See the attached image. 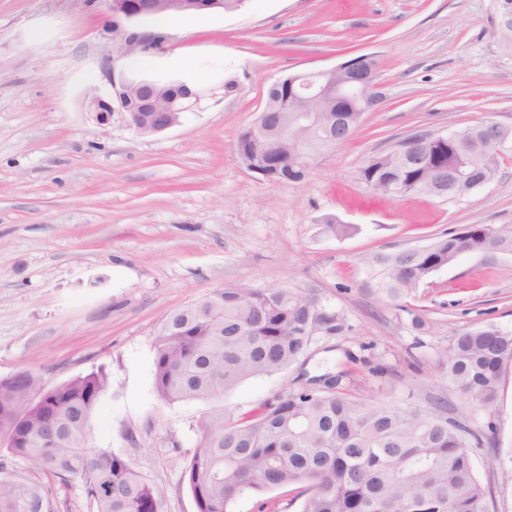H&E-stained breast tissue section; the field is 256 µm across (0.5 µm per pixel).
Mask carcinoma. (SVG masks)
<instances>
[{"mask_svg": "<svg viewBox=\"0 0 512 512\" xmlns=\"http://www.w3.org/2000/svg\"><path fill=\"white\" fill-rule=\"evenodd\" d=\"M184 82L149 80L138 96L176 98ZM266 112L240 132L236 153L273 185L299 184L310 173L308 158L341 144L361 120L341 112L322 114L294 144L286 127V88L271 84ZM173 113L137 112L136 125L161 128ZM407 154L371 158L359 179L372 192L406 197L456 173L468 176L458 192L497 173L499 157L480 142L451 152L426 135L405 140ZM512 254V233L473 224L445 233L423 250L403 249L372 258L376 288L391 301L411 295L434 272L465 255ZM349 330L344 314L311 290L239 285L211 293L163 316L153 341L154 388L165 404L212 403L198 423L200 439L184 474L196 512H230L250 492L295 486L301 512H490L487 492L474 470L471 448L495 443L448 416L447 401L403 411L371 404L339 386L315 380L267 398L248 414L224 410V395L243 381L288 368L322 336ZM463 397L481 394L484 407L498 398L504 370L512 364V331L486 325L456 333L439 358ZM103 372L75 377L53 388L37 374L0 377V440L22 459L67 486L81 483L93 512H158L159 492L122 456L92 445L93 418L108 388ZM50 489L0 459V512H53Z\"/></svg>", "mask_w": 512, "mask_h": 512, "instance_id": "carcinoma-1", "label": "carcinoma"}]
</instances>
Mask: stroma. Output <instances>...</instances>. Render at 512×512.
<instances>
[{
    "label": "stroma",
    "instance_id": "obj_1",
    "mask_svg": "<svg viewBox=\"0 0 512 512\" xmlns=\"http://www.w3.org/2000/svg\"><path fill=\"white\" fill-rule=\"evenodd\" d=\"M136 29L158 41L143 69L118 49L101 0H0V377L30 370L52 388L105 371L93 446L155 486L159 512H196L183 472L209 404L157 398L160 319L216 288L313 289L348 331L245 380L225 408L245 413L327 376L401 408L443 397L472 428L494 424L474 468L490 512H512V365L489 410L438 366L456 332L512 330V255L460 257L400 304L382 298L366 264L472 224L512 227V141L494 180L453 200L379 197L359 178L368 158L410 135L512 125V48L494 0H249L238 12L153 17ZM361 54L378 64L382 99L349 141L300 184L272 185L242 165L237 135L273 81ZM124 78L182 81L206 97L157 134H138L119 109L98 123L87 97L113 99ZM329 218L347 232L324 233ZM415 311L424 328L412 325ZM301 504L286 487L244 494L230 512Z\"/></svg>",
    "mask_w": 512,
    "mask_h": 512
}]
</instances>
